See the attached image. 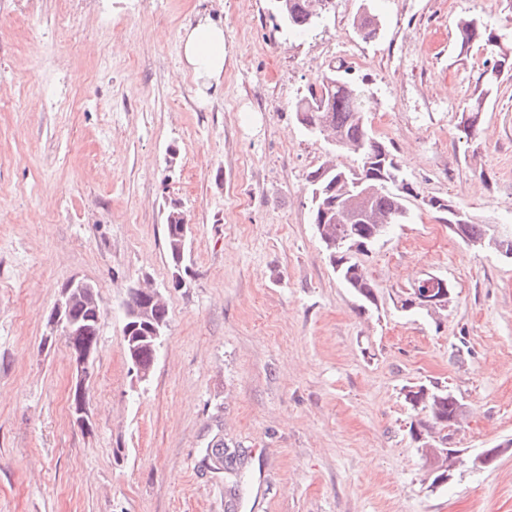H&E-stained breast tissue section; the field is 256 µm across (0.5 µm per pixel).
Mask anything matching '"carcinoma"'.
<instances>
[{
  "instance_id": "1",
  "label": "carcinoma",
  "mask_w": 512,
  "mask_h": 512,
  "mask_svg": "<svg viewBox=\"0 0 512 512\" xmlns=\"http://www.w3.org/2000/svg\"><path fill=\"white\" fill-rule=\"evenodd\" d=\"M329 0H274V8L282 23L296 37H309L323 29ZM363 38L372 39L379 32L373 17L354 19ZM456 40L459 53L466 54L475 45L483 46L486 57L482 71L475 82L473 97L461 114L459 131L469 140L476 136L482 112L498 87L501 77L512 72V41L505 39L477 16H464L456 22ZM349 70L333 66L322 74L318 87L309 89V95L296 100L293 112L296 121L311 135L320 137L322 130L330 129L341 142L338 150L352 153L357 165L336 163L331 168L320 165L311 170L307 180L311 187V217L325 215L323 224L315 225L319 239L339 279L361 300L375 303V286L365 272L357 255L366 254L392 226L408 219L407 198L416 197V189L401 175L395 155L384 140L376 137L368 125L365 113L370 111L369 89L365 83L346 77ZM372 183L376 190L366 202L367 212L347 222L340 207L349 203L356 186ZM465 234L470 238L491 239V225L478 224L468 214L460 218ZM180 220L166 222V250L170 267L181 259L183 241L178 235ZM71 318L77 325V335L65 339L66 346L98 345L101 311L79 299L71 307ZM162 340L153 339L151 332L138 328L125 339V351H137L140 361L147 365L157 357ZM405 401L426 418L417 420V435L429 439H448L445 430L453 422L460 408L459 400L448 389L435 385L409 388ZM207 456L226 469L234 470L236 452L225 448H209Z\"/></svg>"
}]
</instances>
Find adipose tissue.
<instances>
[{"label":"adipose tissue","instance_id":"obj_1","mask_svg":"<svg viewBox=\"0 0 512 512\" xmlns=\"http://www.w3.org/2000/svg\"><path fill=\"white\" fill-rule=\"evenodd\" d=\"M181 50L186 66L200 88L220 81L226 57L224 26L221 22L208 17L199 19L186 29Z\"/></svg>","mask_w":512,"mask_h":512}]
</instances>
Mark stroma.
Wrapping results in <instances>:
<instances>
[{
  "instance_id": "obj_1",
  "label": "stroma",
  "mask_w": 512,
  "mask_h": 512,
  "mask_svg": "<svg viewBox=\"0 0 512 512\" xmlns=\"http://www.w3.org/2000/svg\"><path fill=\"white\" fill-rule=\"evenodd\" d=\"M380 20L363 39L353 19ZM512 32L507 0H335L289 35L270 0H0V512H512V448L441 487L410 434L409 387L466 410L452 443L512 441V261L475 251L425 197L512 224V76L472 141L458 131L484 51L458 17ZM224 25L220 82L200 93L185 28ZM368 83L373 132L417 195L364 258L362 309L312 224L306 176L328 146L292 105L328 66ZM190 226L169 287L166 216ZM441 318L400 308L427 275ZM103 311L89 427L47 318L71 280ZM161 289L168 335L146 381L126 360L130 288ZM239 449L234 472L205 450Z\"/></svg>"
}]
</instances>
